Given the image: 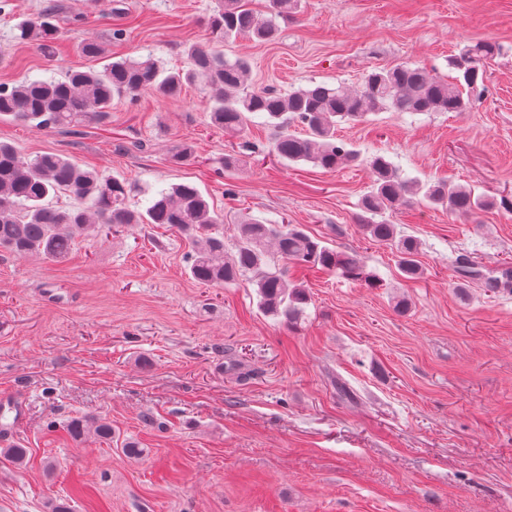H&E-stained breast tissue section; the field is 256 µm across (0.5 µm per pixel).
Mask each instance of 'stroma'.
<instances>
[{
  "mask_svg": "<svg viewBox=\"0 0 512 512\" xmlns=\"http://www.w3.org/2000/svg\"><path fill=\"white\" fill-rule=\"evenodd\" d=\"M46 2L0 0V84L102 69L105 58L82 52L89 39L106 58L150 54L168 69L188 68V47L211 40L215 0H55L48 54L16 38ZM275 23L273 41L224 48L249 59L258 90L356 89L367 71L403 63L446 76L466 44L501 52L469 111L341 124L362 160L333 171L279 159L259 116L244 137L259 153L225 167L240 140L211 124L201 81L177 98L113 101L77 135L0 118V141L22 155L66 156L135 184L138 201L147 187L194 184L211 209L301 225L383 282L287 264L308 294L290 326L262 313L251 283L194 280L188 239L164 225L79 239L61 262L0 253V397L27 406L0 449L28 451L23 466L0 456V512H50L56 499L71 512H512V292L459 286L452 266L461 254L486 272L512 265V212L390 213L420 243L417 280L357 222L375 154L407 177L512 199V0H301ZM185 143L191 157L173 162ZM99 416L113 441L63 431ZM128 440L141 458L124 456Z\"/></svg>",
  "mask_w": 512,
  "mask_h": 512,
  "instance_id": "35a3bbf8",
  "label": "stroma"
}]
</instances>
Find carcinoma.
<instances>
[{
  "mask_svg": "<svg viewBox=\"0 0 512 512\" xmlns=\"http://www.w3.org/2000/svg\"><path fill=\"white\" fill-rule=\"evenodd\" d=\"M300 0H268L267 14L244 7L242 0H218L209 19L212 46H191L187 70L165 69L152 56L139 60L121 59L100 70H74L62 80H24L0 85V116L30 124L38 129L78 128L100 120L115 98H134L143 92L177 98L198 80L206 83L213 125L231 135H242L260 116L268 126L281 129L273 144L279 158L289 163L309 162L324 170L356 162L360 154L336 138L341 122H360L378 112H465L473 108L485 91L486 64L498 53L489 41L470 44L449 60L455 72L451 79L438 76L424 66L396 65L368 73L358 92L346 93L324 83H314L288 94L273 89L250 88V62L224 58L218 45L249 36L272 41L277 29L273 18L296 11ZM56 5L48 3L40 15L18 24V39L53 51ZM300 124L305 133L288 132V122ZM368 167L371 187L360 202V228L366 238L389 246L397 257L403 278L424 274L418 260L415 238L404 235L384 214L413 203L443 209L450 215L471 216L479 210L500 206L511 212L512 200L496 203L475 194L471 188L440 181H420L402 176L387 156H373ZM132 188L124 181L106 179L83 169L55 153L33 158L0 142V251L17 257L38 256L59 262L72 252L79 238L99 235L116 224H162L175 228L191 242L189 270L198 282L212 286L247 281L257 288L259 308L267 315L290 324L296 322L308 303L304 288L288 282L278 260L321 267L341 277L380 287L363 257L339 251L288 224H263L248 219L237 225V234L226 247L224 236L211 229L224 223V216L210 209L200 190L189 183L154 192L142 210L128 208ZM69 194L80 206L66 209L53 205L58 193ZM461 278L479 279L492 290L512 289V271L502 276H485L469 256L453 261ZM110 439L114 430L105 418L75 419L66 432L79 441L88 431Z\"/></svg>",
  "mask_w": 512,
  "mask_h": 512,
  "instance_id": "obj_1",
  "label": "carcinoma"
}]
</instances>
